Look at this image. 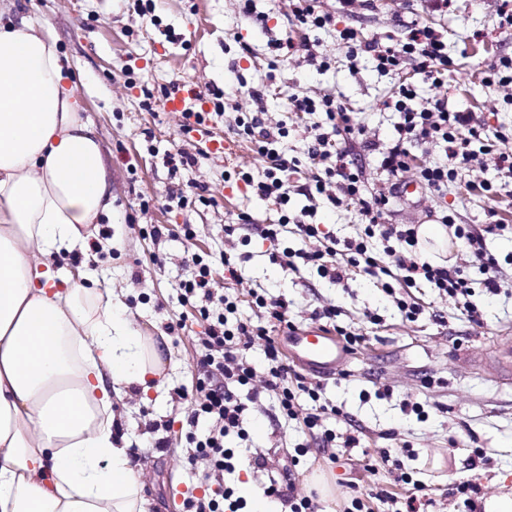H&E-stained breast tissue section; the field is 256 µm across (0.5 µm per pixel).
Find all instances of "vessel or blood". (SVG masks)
Returning <instances> with one entry per match:
<instances>
[{
	"label": "vessel or blood",
	"instance_id": "vessel-or-blood-1",
	"mask_svg": "<svg viewBox=\"0 0 512 512\" xmlns=\"http://www.w3.org/2000/svg\"><path fill=\"white\" fill-rule=\"evenodd\" d=\"M203 102L201 88L191 82L180 83L164 106L170 112H190ZM280 347L298 363L317 375L339 370L348 352L337 336L327 332L320 324L312 323L288 331L280 339Z\"/></svg>",
	"mask_w": 512,
	"mask_h": 512
}]
</instances>
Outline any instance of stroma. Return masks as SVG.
<instances>
[{
	"label": "stroma",
	"instance_id": "1",
	"mask_svg": "<svg viewBox=\"0 0 512 512\" xmlns=\"http://www.w3.org/2000/svg\"><path fill=\"white\" fill-rule=\"evenodd\" d=\"M253 14H243L238 0H154L152 10L136 11L131 0H14L11 18H26L64 52L78 85L83 118L96 128L112 169V221L97 227L86 252L57 256L56 264L71 275L84 269L88 255L124 302L136 329L165 336L170 353L160 388L135 390L113 399L120 432L127 434L132 463L145 485L148 512H183V501L202 496L191 472H204L203 461L189 462L185 440L186 404L196 368L197 338L202 322L181 319L179 284L190 277L192 253L212 260L231 254L240 261L235 280L216 274V289L239 301L241 317L266 323L251 303L253 290L284 300L297 326L314 323L327 306L336 307L338 323L362 334L363 340L336 374L324 377L323 403L340 409L328 420L338 437L355 436L350 453L321 447L296 421L279 416L276 400L263 394L246 416L248 440L227 438L240 449V464L228 480L239 484L252 478L264 486L269 478L290 473L298 493H311L315 472L327 473L336 487L335 501H322L323 512H345L352 488L367 492L369 512H393V502H405L412 488L395 482L383 465L385 450L396 451L413 478L425 485L420 512H483L484 497L501 481L512 484V384L502 383L484 367L503 344L512 343V288L494 296L476 292L481 325L470 323L448 298L428 287L415 289L423 307L407 321L374 277L355 273L338 285L315 269L292 272L275 262L274 248L255 230L276 223L280 206L262 199L238 175L261 177L268 166L241 121L260 116L266 128L286 127L287 156L302 158L308 132L326 116L297 114L290 96H335L363 133L353 142L352 158L362 169L367 193L387 185L380 168V150L392 138L397 122L388 103L399 84H416L417 101L447 100L449 109L471 113L486 135L512 131V84L489 82L486 71L500 57H512V27L501 25L500 13L512 0H446L435 9L431 0H318L320 12L332 16L330 30L319 32L315 58L300 48L305 35L292 13V0H254ZM429 25L445 38L450 65L443 83L416 82L412 67L396 75L378 72L368 53L351 54L340 39L352 28L366 45H394L414 25ZM292 40L293 50H276V41ZM187 80L203 91H221V116L184 131L180 115L163 108L162 89ZM233 143L225 155L209 150L205 136ZM195 155L192 167L172 170L167 153ZM314 168L304 162L291 180L289 212L313 210V223L344 240L361 230L359 207L350 200L330 205L324 197L302 193ZM492 183V192L482 189ZM208 187L212 206L180 207L170 201L174 191L191 194L194 185ZM459 224H484L496 216L505 226L488 237L489 253L501 259L500 274L512 281V174L500 170L491 155L460 169L441 198L412 194L397 199L385 217L389 224H437L444 214ZM249 226L239 227L240 215ZM194 224L197 239L178 236L179 226ZM236 225L226 235L225 225ZM162 225V238L150 236ZM377 314L379 324L368 321ZM419 403L423 416L402 411L404 400ZM266 432H253L256 422ZM309 452L291 463L298 445ZM486 449V465L471 467L469 458ZM264 466H257L256 458ZM473 485L470 496L457 495V484ZM388 500L376 499L378 491Z\"/></svg>",
	"mask_w": 512,
	"mask_h": 512
}]
</instances>
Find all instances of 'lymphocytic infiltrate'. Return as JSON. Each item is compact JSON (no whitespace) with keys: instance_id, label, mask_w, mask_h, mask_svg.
Returning a JSON list of instances; mask_svg holds the SVG:
<instances>
[{"instance_id":"obj_1","label":"lymphocytic infiltrate","mask_w":512,"mask_h":512,"mask_svg":"<svg viewBox=\"0 0 512 512\" xmlns=\"http://www.w3.org/2000/svg\"><path fill=\"white\" fill-rule=\"evenodd\" d=\"M370 50L377 69L384 73L399 72L410 61L415 63L424 81L436 84L448 69L443 35L430 26L411 29L398 45L374 44ZM415 99L414 85L406 83L399 86L390 102L399 120L395 135L381 156V168L388 179H396L410 169V147L414 144H441L446 149L445 163L426 166L417 172L419 181L437 197L456 180L457 164L474 162L480 154L497 151L501 169L512 172V136L502 134L493 141L484 139L481 128L472 124L470 113L449 110L439 101L421 107ZM289 108L303 114L321 110L331 120V127L317 125L310 130L308 155L324 164L323 169L314 174L312 188L334 205L344 198L357 202L363 229L358 237L341 241L309 222V210L285 212L276 223L258 227L263 239L281 244L276 258L282 266L292 271L302 266L312 267L322 278L336 284L344 283L356 271L381 276L380 288L385 294L394 296L396 288H403L404 294L397 298L396 304L409 320L421 312L409 290L423 280L436 288L439 295L453 300L469 322L480 324L481 314L472 300L475 288L496 295L507 286L498 274V259L485 247L487 236L500 232V225L459 224L453 216L443 218L480 269L483 275L480 283H473L459 266L431 264L421 255L415 225L384 223L389 194L366 195L361 175L353 170L349 152L342 146L344 140L355 134L357 127L350 123L335 126V98L325 96L315 100L294 95L289 99ZM260 124L259 117H252L245 123L244 132L255 139L260 154L269 159L270 165L262 180L248 175L244 181L258 196L275 199L284 206L289 198L282 175L296 170L298 162L286 159L278 150L280 141L288 135L287 129L281 126L274 131L264 130ZM292 233L308 240V247L298 250L287 247L286 241ZM191 262L195 272L191 279L180 284V303L194 311L206 328L197 343L198 373L191 391L184 393L183 398L188 404L189 458L205 461L206 471L203 495L189 501L188 506L193 512H244L245 500L238 496L234 485L224 480L225 475L235 471L238 463L236 451L227 447L226 439L232 435L243 441L248 438L247 406L239 400L238 392L251 383L256 371L264 372L265 388L275 395L280 414L288 419L302 418L307 430L316 435L321 444L328 446L337 441L335 431L326 428L325 421L328 416L338 415L339 410L322 404L321 383L293 372L266 325L236 319V298L215 292L212 263L197 253L192 254ZM256 343L264 347V365L259 369L243 357L244 350ZM304 399L310 403L305 411L300 408ZM202 422L207 423L208 428L201 433L197 427Z\"/></svg>"}]
</instances>
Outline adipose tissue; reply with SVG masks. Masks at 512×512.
Wrapping results in <instances>:
<instances>
[{
  "label": "adipose tissue",
  "mask_w": 512,
  "mask_h": 512,
  "mask_svg": "<svg viewBox=\"0 0 512 512\" xmlns=\"http://www.w3.org/2000/svg\"><path fill=\"white\" fill-rule=\"evenodd\" d=\"M55 41L0 23V512H146L112 399L150 391L166 340L96 270L52 257L112 216L100 139Z\"/></svg>",
  "instance_id": "ef3b65f1"
}]
</instances>
